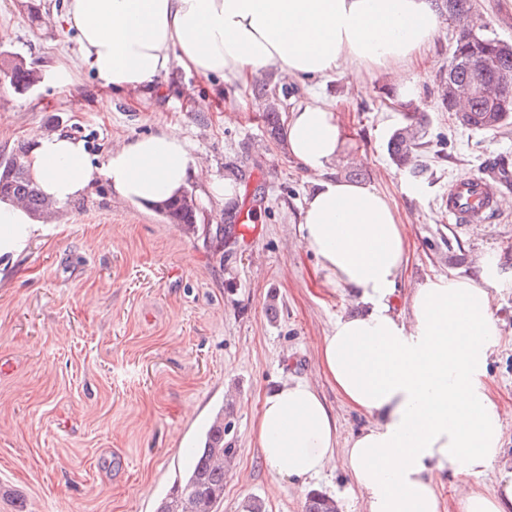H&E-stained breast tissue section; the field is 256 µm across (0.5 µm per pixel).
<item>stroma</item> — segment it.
Returning a JSON list of instances; mask_svg holds the SVG:
<instances>
[{
    "mask_svg": "<svg viewBox=\"0 0 512 512\" xmlns=\"http://www.w3.org/2000/svg\"><path fill=\"white\" fill-rule=\"evenodd\" d=\"M66 0H0V59H20L41 80L26 91L0 82V159L38 137L67 132L96 161L128 140L171 131L186 140L228 199L202 180L187 188L220 224L225 213H254L252 245L220 241L170 224L150 208L113 197L105 183L54 207L27 248L0 257V512H155L189 465L216 412L224 414V471L218 512H243L251 497L266 512H305L309 491L336 499L340 512H364L342 460L300 484L273 476L255 435L262 400L281 382L315 387L336 417L339 439L370 419L348 407L319 365L317 347L354 301L326 284L299 224L314 175L289 155L260 118L251 86L174 65L151 91L112 92L77 59L63 18ZM474 15L512 43V0H475ZM456 18L440 16L421 59L406 64L410 99L427 119L420 155L424 182L387 153L403 110L389 79L357 78L340 66L327 79L272 70L290 87L282 114L306 102L330 104L347 146L338 177L384 192L408 224L406 263L395 298L435 275L475 278L484 254L499 257L492 308L502 340L488 386L503 415L504 456L512 459V184L487 224L458 227L442 205L448 186L486 178L495 158L512 160V126L475 131L440 104L439 74L451 58ZM72 72L61 88L60 68Z\"/></svg>",
    "mask_w": 512,
    "mask_h": 512,
    "instance_id": "1",
    "label": "stroma"
}]
</instances>
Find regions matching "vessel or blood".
<instances>
[{
	"label": "vessel or blood",
	"instance_id": "vessel-or-blood-1",
	"mask_svg": "<svg viewBox=\"0 0 512 512\" xmlns=\"http://www.w3.org/2000/svg\"><path fill=\"white\" fill-rule=\"evenodd\" d=\"M502 201L494 181L466 178L452 182L444 205L456 224L489 222L498 215Z\"/></svg>",
	"mask_w": 512,
	"mask_h": 512
}]
</instances>
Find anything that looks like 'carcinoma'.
Masks as SVG:
<instances>
[{"instance_id":"carcinoma-1","label":"carcinoma","mask_w":512,"mask_h":512,"mask_svg":"<svg viewBox=\"0 0 512 512\" xmlns=\"http://www.w3.org/2000/svg\"><path fill=\"white\" fill-rule=\"evenodd\" d=\"M440 13L461 22L455 35V47L448 70L440 74L445 85L441 107L455 114L459 123L474 130H496L512 123V97L482 92V85L499 87L505 79L512 80V44L484 33L486 25L471 17V0H438ZM4 78L17 90H27L40 79L37 71L21 60L3 69ZM470 93L463 98L459 90ZM257 99L266 100L263 113L270 135L280 137L282 126L276 88L264 85L253 89ZM405 123L396 128L389 140L388 151L396 166L422 179L427 172L417 163V152L423 148L424 116L414 104L403 103ZM27 149L0 162V200H22L34 219L44 218L45 198L30 181L24 157ZM170 224H181L191 230L197 227L202 209L193 197L183 192L158 209ZM224 409H219L204 433L198 447L190 450L191 463L187 472L175 480L169 493L161 500L157 512H217L224 500V466L230 449L224 447ZM305 512H336V500L317 490L308 493Z\"/></svg>"}]
</instances>
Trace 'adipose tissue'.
Wrapping results in <instances>:
<instances>
[{"label": "adipose tissue", "mask_w": 512, "mask_h": 512, "mask_svg": "<svg viewBox=\"0 0 512 512\" xmlns=\"http://www.w3.org/2000/svg\"><path fill=\"white\" fill-rule=\"evenodd\" d=\"M65 20L82 61L115 92H140L178 64L242 84L269 66L325 77L385 70L407 101L401 63L432 39L434 0H68ZM288 149L318 178L300 224L327 284L350 290L359 313L340 315L319 354L343 399L371 422L339 442L336 418L299 380L265 397L255 434L269 470L304 481L342 457L349 488L365 512H443L436 475L448 466L472 478L495 472L493 494L468 489L464 512H512V463L487 384L500 344L491 306L496 260L483 256L479 279L434 276L412 288L405 310L394 294L405 260L396 209L376 188L337 177L331 162L345 133L327 106L290 112ZM36 188L58 204L98 182L135 206L180 192L203 171L176 133L138 137L94 163L84 140L55 133L25 158ZM34 222L21 205L0 202V256L24 250Z\"/></svg>", "instance_id": "obj_1"}]
</instances>
